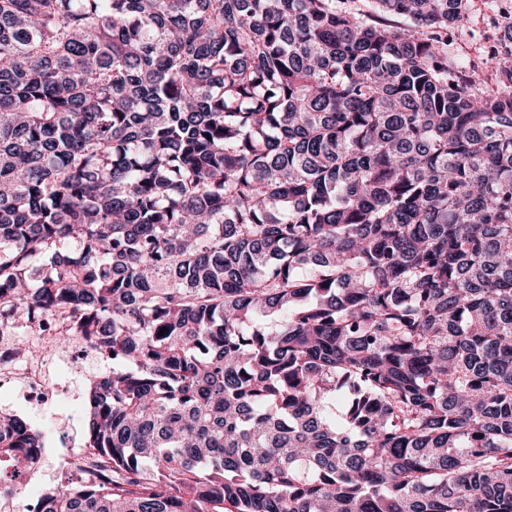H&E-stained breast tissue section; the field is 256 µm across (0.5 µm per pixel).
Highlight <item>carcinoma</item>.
Masks as SVG:
<instances>
[{
  "instance_id": "cac0c4a2",
  "label": "carcinoma",
  "mask_w": 512,
  "mask_h": 512,
  "mask_svg": "<svg viewBox=\"0 0 512 512\" xmlns=\"http://www.w3.org/2000/svg\"><path fill=\"white\" fill-rule=\"evenodd\" d=\"M468 2L0 0V314L114 352L41 512H512V13L462 63ZM41 447L0 411V495Z\"/></svg>"
}]
</instances>
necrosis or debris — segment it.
<instances>
[{
    "label": "necrosis or debris",
    "mask_w": 512,
    "mask_h": 512,
    "mask_svg": "<svg viewBox=\"0 0 512 512\" xmlns=\"http://www.w3.org/2000/svg\"><path fill=\"white\" fill-rule=\"evenodd\" d=\"M34 330L40 349L19 353L15 350L18 326L7 319L0 321V402L31 412L63 401L74 405L80 398L71 387L74 374L111 371V354L100 352L89 337H72L69 352L59 355L53 350L52 322L41 320Z\"/></svg>",
    "instance_id": "obj_1"
}]
</instances>
